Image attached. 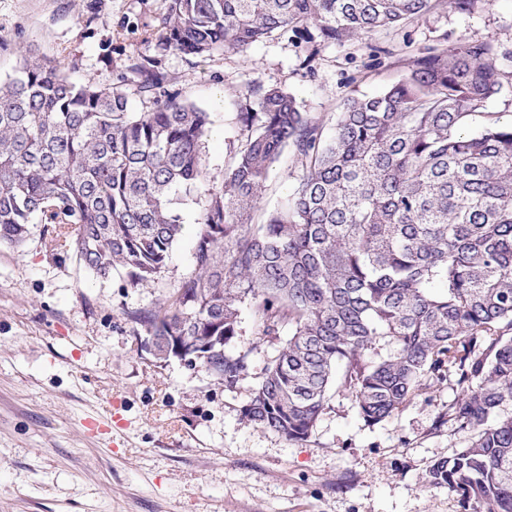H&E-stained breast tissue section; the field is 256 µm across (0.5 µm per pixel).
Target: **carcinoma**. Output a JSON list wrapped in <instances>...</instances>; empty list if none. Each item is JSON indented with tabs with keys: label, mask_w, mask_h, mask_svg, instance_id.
I'll use <instances>...</instances> for the list:
<instances>
[{
	"label": "carcinoma",
	"mask_w": 512,
	"mask_h": 512,
	"mask_svg": "<svg viewBox=\"0 0 512 512\" xmlns=\"http://www.w3.org/2000/svg\"><path fill=\"white\" fill-rule=\"evenodd\" d=\"M440 0H171L160 49L203 56L264 40L343 45L423 18ZM512 50L479 39L412 54L376 96L352 97L333 131L277 85L249 84L237 136L214 184L202 152L209 113L168 74L134 58L151 103L77 85L51 63L0 79V245L29 226L94 274L132 288L157 280L196 219L194 275L166 302L127 312L159 359L178 336L227 391L254 348L236 346L244 313L278 346L242 416L288 441L316 428L331 390L374 426L456 377L449 408L468 444L431 464L425 483L472 512H512V124L487 111ZM291 193L258 204L286 156ZM387 347L376 360L366 354Z\"/></svg>",
	"instance_id": "obj_1"
}]
</instances>
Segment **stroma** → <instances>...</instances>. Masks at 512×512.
Returning <instances> with one entry per match:
<instances>
[{
    "label": "stroma",
    "instance_id": "1",
    "mask_svg": "<svg viewBox=\"0 0 512 512\" xmlns=\"http://www.w3.org/2000/svg\"><path fill=\"white\" fill-rule=\"evenodd\" d=\"M169 0H0V76L23 57L58 64L69 81L149 103L130 58L156 62L183 99L209 112L205 158L221 176L236 101L250 81L295 95L301 111L333 121L348 98L400 78L413 52L463 37L512 49V0H479L468 14L443 0L426 17L359 42L321 49L313 66L287 39L243 53L191 56L158 49ZM197 209L154 284L131 288L51 251L42 225L0 247V512H464L425 485L435 461L466 447L448 416L454 378L366 425L350 394L331 393L313 436L290 442L242 418L275 352L243 319L248 377L224 390L200 368L141 350L129 310L165 302L194 273ZM112 414L120 438L86 420Z\"/></svg>",
    "mask_w": 512,
    "mask_h": 512
}]
</instances>
